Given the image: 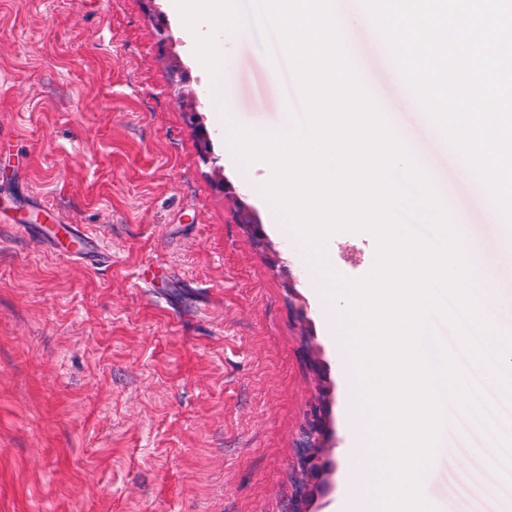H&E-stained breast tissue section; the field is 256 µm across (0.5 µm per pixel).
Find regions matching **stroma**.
<instances>
[{
	"mask_svg": "<svg viewBox=\"0 0 512 512\" xmlns=\"http://www.w3.org/2000/svg\"><path fill=\"white\" fill-rule=\"evenodd\" d=\"M336 15L363 85L393 104L391 126L466 215L467 246L492 256L511 245L461 155L428 113L406 108L412 91L360 0H336ZM223 45L233 126L301 119L271 28ZM213 90L169 0H0V512H283L316 394L305 345L326 369L333 444L310 510L339 512L356 462L338 318L314 301L316 270L298 260L261 170L234 160ZM183 91L200 104L215 163L201 158ZM221 179L255 211L281 268L242 233ZM20 222L74 224L104 248L62 258L18 235ZM375 251L368 233L324 247L345 279L365 276ZM292 290L308 324L289 310ZM444 414L426 498L439 512H501L512 482L484 451L512 409L494 430Z\"/></svg>",
	"mask_w": 512,
	"mask_h": 512,
	"instance_id": "stroma-1",
	"label": "stroma"
}]
</instances>
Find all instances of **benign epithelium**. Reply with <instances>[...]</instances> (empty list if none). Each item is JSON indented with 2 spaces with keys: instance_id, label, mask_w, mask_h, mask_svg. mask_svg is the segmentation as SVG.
I'll use <instances>...</instances> for the list:
<instances>
[{
  "instance_id": "1",
  "label": "benign epithelium",
  "mask_w": 512,
  "mask_h": 512,
  "mask_svg": "<svg viewBox=\"0 0 512 512\" xmlns=\"http://www.w3.org/2000/svg\"><path fill=\"white\" fill-rule=\"evenodd\" d=\"M198 106L199 103L194 102L188 108V120L191 125L196 127L198 136L208 144L210 143L209 131L200 121ZM222 187L224 188V194L238 203L235 211L237 224L248 234L257 249L272 252L273 262L271 266H277L281 262L279 252L270 247L255 212L242 203L239 193L231 184L225 182ZM330 440L331 433L327 415L322 407V400L319 399L307 413L300 440L297 443V448H299L298 468L303 471L304 489L294 491L293 496L288 499L285 512H305V505L311 502L313 489L322 484L325 475L330 470L331 463L325 453Z\"/></svg>"
}]
</instances>
